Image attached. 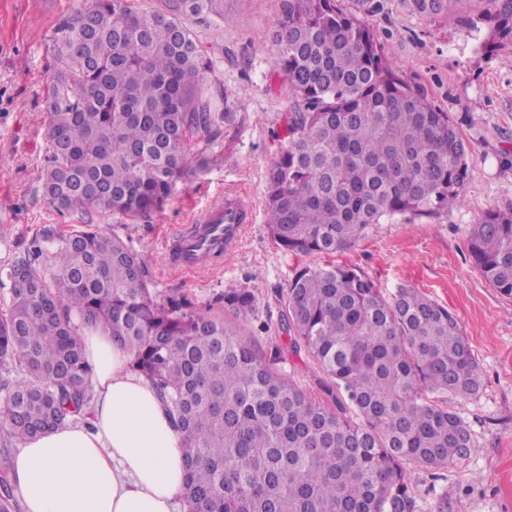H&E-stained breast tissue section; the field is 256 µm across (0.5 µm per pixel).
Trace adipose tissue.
<instances>
[{
	"label": "adipose tissue",
	"instance_id": "obj_1",
	"mask_svg": "<svg viewBox=\"0 0 512 512\" xmlns=\"http://www.w3.org/2000/svg\"><path fill=\"white\" fill-rule=\"evenodd\" d=\"M94 367L90 424L26 440L10 473L24 512H181L183 434L131 355L102 329L82 331Z\"/></svg>",
	"mask_w": 512,
	"mask_h": 512
}]
</instances>
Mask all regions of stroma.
<instances>
[{"label": "stroma", "instance_id": "35a3bbf8", "mask_svg": "<svg viewBox=\"0 0 512 512\" xmlns=\"http://www.w3.org/2000/svg\"><path fill=\"white\" fill-rule=\"evenodd\" d=\"M84 0H0V271H6L46 224H89L120 237L141 254L160 295L181 293L220 313L215 299L227 288H257L244 338L279 348V370L298 388L327 400L323 373L307 354H294L281 327L280 296L300 259L284 252L266 224L264 180L290 100L273 74L271 36L279 0H224L232 20H195L197 42L216 57L213 84L224 92L234 123L224 125L221 158L177 184L151 222L118 224L111 216L62 215L43 201L38 173L46 158L44 100L55 67L60 19ZM364 19L399 76L448 112L471 147L462 200L433 217H397L371 225L336 260L364 271L384 294L408 286L453 313L482 370L472 397H452L451 410L467 422L473 445L461 462L409 473L419 512H434L440 496L448 512H512V297L492 288L469 252L474 224L491 206L512 203V52L477 51L483 36L464 32L455 18L418 14L412 0H342ZM248 198L255 209L236 246L188 274L171 264L169 250L196 217L225 194Z\"/></svg>", "mask_w": 512, "mask_h": 512}]
</instances>
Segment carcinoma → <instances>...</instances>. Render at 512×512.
<instances>
[{
    "label": "carcinoma",
    "instance_id": "1",
    "mask_svg": "<svg viewBox=\"0 0 512 512\" xmlns=\"http://www.w3.org/2000/svg\"><path fill=\"white\" fill-rule=\"evenodd\" d=\"M167 2L160 12L87 0L57 25L38 175L56 211L146 221L215 155L234 115L188 21L231 18L224 0ZM465 2L413 7L453 16ZM488 2L479 50L492 56L512 50V0ZM83 15L86 30L75 23ZM271 54L290 99L265 174L266 224L280 248L332 255L372 224L460 200L470 146L340 0H281ZM40 239L54 247L48 263L37 246L11 264L0 312V365L22 374L0 426L18 444L85 416L93 367L80 328L98 326L132 354L185 436L188 512H417L408 470L444 469L472 446L448 397L479 392L478 362L456 317L416 288L389 298L347 265L295 271L281 324L291 350L330 381L332 409L277 371L278 348L260 349L185 295L157 298L150 268L118 236L48 224ZM470 254L512 296V205L484 212ZM216 303L247 319L256 289L228 288Z\"/></svg>",
    "mask_w": 512,
    "mask_h": 512
}]
</instances>
